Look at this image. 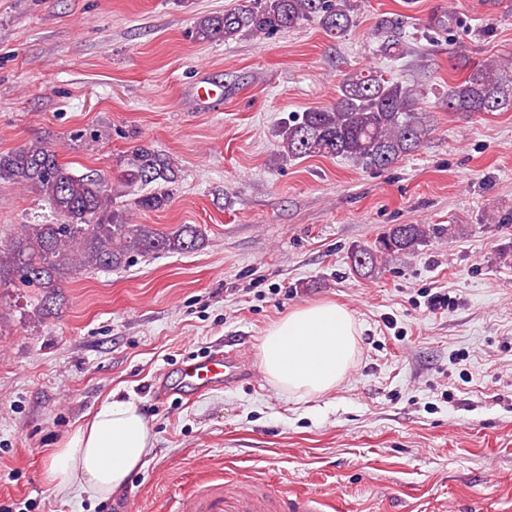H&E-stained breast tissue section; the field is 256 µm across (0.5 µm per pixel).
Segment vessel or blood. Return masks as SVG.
<instances>
[{
    "label": "vessel or blood",
    "mask_w": 512,
    "mask_h": 512,
    "mask_svg": "<svg viewBox=\"0 0 512 512\" xmlns=\"http://www.w3.org/2000/svg\"><path fill=\"white\" fill-rule=\"evenodd\" d=\"M247 366L236 351H214L181 366L183 387L205 391L231 383ZM333 502L299 490L274 493L268 483L236 469L224 473L203 472L175 498L169 512H325Z\"/></svg>",
    "instance_id": "obj_1"
}]
</instances>
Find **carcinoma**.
I'll list each match as a JSON object with an SVG mask.
<instances>
[{"mask_svg":"<svg viewBox=\"0 0 512 512\" xmlns=\"http://www.w3.org/2000/svg\"><path fill=\"white\" fill-rule=\"evenodd\" d=\"M353 0H234L222 13L197 19L199 41H230L242 35L268 38L316 20L326 33L342 37L354 26ZM388 54L399 51L402 20H385ZM466 76L448 85V111L484 114L512 111V73L495 63L466 60ZM419 91L377 71L356 70L344 75L330 107L308 110L284 123L277 134L279 154L343 158L366 169H385L417 151L428 129L415 112ZM127 182L151 186L133 201L142 212L171 203L170 185L178 178L176 163L150 146L132 151L125 171ZM35 189L55 216L52 224H23L0 241V288H32L40 316L57 305L60 288L82 268H120L137 257L185 253L200 247L201 227L180 224L160 231L151 224H133L129 211L115 206L102 176L93 171L75 174L58 160L55 149L35 141L0 152V182ZM426 224L390 228L372 245L351 251L356 271L376 267L378 259L413 253L436 234Z\"/></svg>","mask_w":512,"mask_h":512,"instance_id":"1","label":"carcinoma"}]
</instances>
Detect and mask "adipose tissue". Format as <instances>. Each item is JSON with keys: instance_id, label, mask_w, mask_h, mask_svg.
Masks as SVG:
<instances>
[{"instance_id": "1", "label": "adipose tissue", "mask_w": 512, "mask_h": 512, "mask_svg": "<svg viewBox=\"0 0 512 512\" xmlns=\"http://www.w3.org/2000/svg\"><path fill=\"white\" fill-rule=\"evenodd\" d=\"M358 326L348 310L332 303L296 308L272 323L260 346L269 381L300 398L336 388L358 350ZM153 446L149 421L132 400L103 402L50 455L46 480L52 490L107 499L124 489Z\"/></svg>"}]
</instances>
